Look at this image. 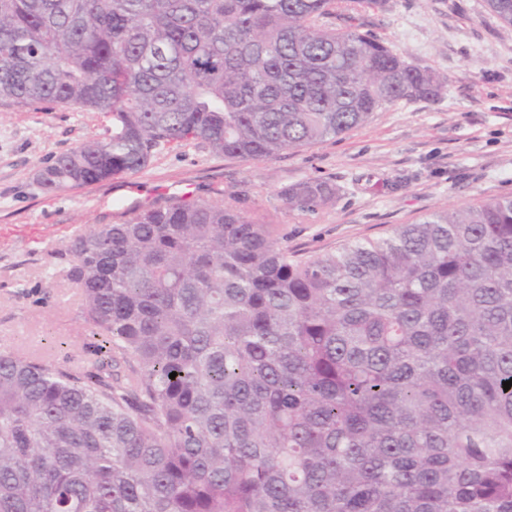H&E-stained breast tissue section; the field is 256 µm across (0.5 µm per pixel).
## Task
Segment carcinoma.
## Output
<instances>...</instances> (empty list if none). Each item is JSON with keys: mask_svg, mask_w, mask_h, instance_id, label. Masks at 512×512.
<instances>
[{"mask_svg": "<svg viewBox=\"0 0 512 512\" xmlns=\"http://www.w3.org/2000/svg\"><path fill=\"white\" fill-rule=\"evenodd\" d=\"M375 3L0 0V97L112 117L50 189L188 141L298 152L448 84L336 27ZM284 196L312 215L336 188ZM67 251L92 358L0 353V512H512V196L307 259L171 200Z\"/></svg>", "mask_w": 512, "mask_h": 512, "instance_id": "cac0c4a2", "label": "carcinoma"}]
</instances>
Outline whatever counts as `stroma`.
<instances>
[{"label":"stroma","instance_id":"1","mask_svg":"<svg viewBox=\"0 0 512 512\" xmlns=\"http://www.w3.org/2000/svg\"><path fill=\"white\" fill-rule=\"evenodd\" d=\"M352 25L447 78L439 100L400 101L340 137L270 159L217 156L194 141L159 150L138 173L50 190L39 170L89 139L109 138L111 117L0 98V352L79 366L89 336L66 245L186 191L212 202L236 198L304 258L439 207L512 195V26L486 0H378ZM307 179L338 190L314 216L289 211L282 196Z\"/></svg>","mask_w":512,"mask_h":512}]
</instances>
